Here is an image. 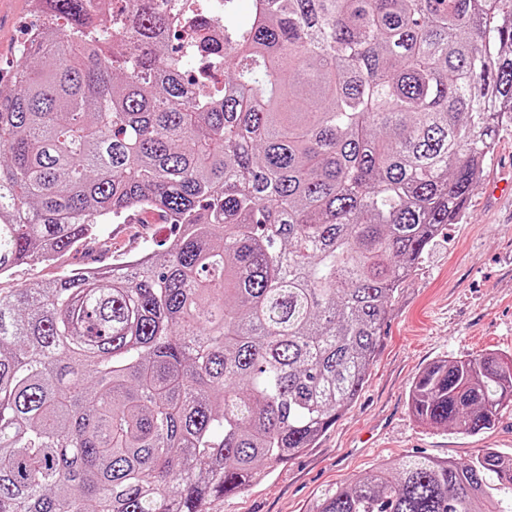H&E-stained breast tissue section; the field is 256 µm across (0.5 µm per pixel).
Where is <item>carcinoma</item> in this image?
Masks as SVG:
<instances>
[{"label":"carcinoma","instance_id":"carcinoma-1","mask_svg":"<svg viewBox=\"0 0 512 512\" xmlns=\"http://www.w3.org/2000/svg\"><path fill=\"white\" fill-rule=\"evenodd\" d=\"M43 0L0 82V277L133 209L167 248L0 289V512H209L356 400L392 298L512 122V0ZM421 423L474 436L512 359L437 361ZM318 512H512V458L418 453Z\"/></svg>","mask_w":512,"mask_h":512}]
</instances>
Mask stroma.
<instances>
[{
	"label": "stroma",
	"mask_w": 512,
	"mask_h": 512,
	"mask_svg": "<svg viewBox=\"0 0 512 512\" xmlns=\"http://www.w3.org/2000/svg\"><path fill=\"white\" fill-rule=\"evenodd\" d=\"M37 23L29 0H0L1 77L11 75L17 50ZM499 181L512 184V124L501 131L462 220L442 227L393 300L355 402L314 447L265 466L261 479L214 504V512H316L325 490L394 466L408 453L455 462L482 448L512 455V411L488 433L465 436L419 423L408 399L413 379L438 360L491 350L512 357V197H493ZM175 234L164 219L133 212L120 223L100 224L97 237L55 261L13 269L0 289L36 288L71 270L109 268L153 252Z\"/></svg>",
	"instance_id": "1"
}]
</instances>
